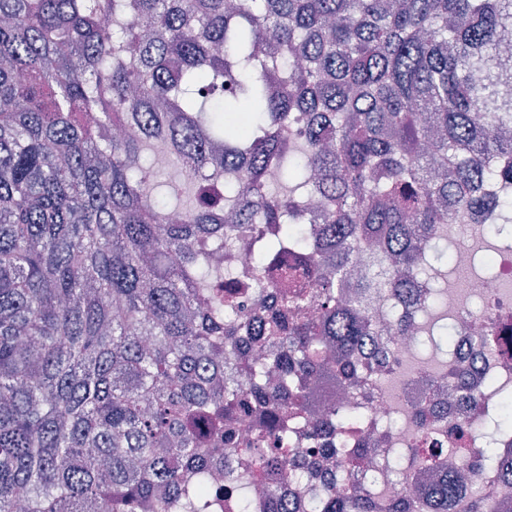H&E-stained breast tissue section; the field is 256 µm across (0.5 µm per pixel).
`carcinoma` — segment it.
Returning <instances> with one entry per match:
<instances>
[{
  "label": "carcinoma",
  "instance_id": "carcinoma-1",
  "mask_svg": "<svg viewBox=\"0 0 512 512\" xmlns=\"http://www.w3.org/2000/svg\"><path fill=\"white\" fill-rule=\"evenodd\" d=\"M511 223L512 0H0V512H211L227 452L292 512L289 425L384 372L448 225ZM250 235L294 289L224 277Z\"/></svg>",
  "mask_w": 512,
  "mask_h": 512
}]
</instances>
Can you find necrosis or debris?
<instances>
[{
	"mask_svg": "<svg viewBox=\"0 0 512 512\" xmlns=\"http://www.w3.org/2000/svg\"><path fill=\"white\" fill-rule=\"evenodd\" d=\"M494 236V268L488 274L474 270L477 252L473 237L463 234L453 242L456 265L473 269L474 274L466 287L448 291V329L453 342L449 362L458 382L475 393L476 402H457L447 384L434 380L416 353L412 335L398 337L390 373L363 378L343 396L350 410H366L359 433L375 458H386L392 449L406 447L419 428L428 447L442 456L456 446L495 449L493 459L471 471L450 512H469L475 501L483 504L485 512H506L512 506V482L505 479L512 473V427L499 421L500 399L512 395V360L477 343L482 332L512 324V225H497ZM416 407L424 410L423 419L392 426L393 418ZM339 440V434L328 433L322 442L327 449L323 456L302 449L313 484L329 485L342 476L345 461L334 450ZM401 470L404 478L399 481L375 466L359 484L368 492L380 488L385 498L403 492L419 502L425 500L428 490L439 489L450 480L448 472L440 469L421 476L419 465L410 457L403 460Z\"/></svg>",
	"mask_w": 512,
	"mask_h": 512,
	"instance_id": "necrosis-or-debris-1",
	"label": "necrosis or debris"
}]
</instances>
